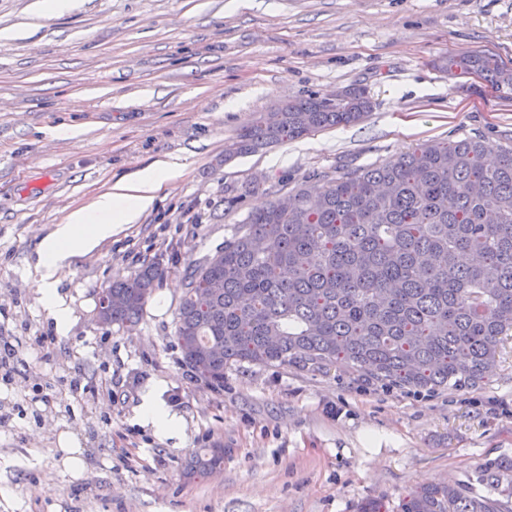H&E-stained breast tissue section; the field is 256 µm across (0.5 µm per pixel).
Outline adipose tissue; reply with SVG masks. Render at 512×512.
Segmentation results:
<instances>
[{"instance_id":"ef3b65f1","label":"adipose tissue","mask_w":512,"mask_h":512,"mask_svg":"<svg viewBox=\"0 0 512 512\" xmlns=\"http://www.w3.org/2000/svg\"><path fill=\"white\" fill-rule=\"evenodd\" d=\"M184 168L173 159H160L139 172L134 181H120L92 203L71 211L62 224L45 235L37 248L39 301L58 330H65L70 311L57 288V272L75 256L89 253L98 241L110 237L125 224L134 222L149 208L157 192L175 180Z\"/></svg>"}]
</instances>
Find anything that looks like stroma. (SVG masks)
<instances>
[{"mask_svg":"<svg viewBox=\"0 0 512 512\" xmlns=\"http://www.w3.org/2000/svg\"><path fill=\"white\" fill-rule=\"evenodd\" d=\"M76 2L48 18L35 0H0V336L21 346L0 379V512H353L368 497L390 508L421 485L473 484L480 465L512 457V338L479 384L432 393L248 363L217 390L173 339L187 263L285 193L246 196L245 184L385 163L431 140L512 146V87L436 66L481 50L512 68V0ZM351 85L374 102L361 121L226 157L260 113ZM169 157L183 175L60 269L71 316L57 333L34 286L38 242ZM146 257L168 273L139 323L98 324L101 289ZM154 384L179 437L140 421ZM65 433L80 444L73 467ZM207 448L223 449L221 469L191 471Z\"/></svg>","mask_w":512,"mask_h":512,"instance_id":"stroma-1","label":"stroma"}]
</instances>
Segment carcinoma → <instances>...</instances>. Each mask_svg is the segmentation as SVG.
<instances>
[{
  "mask_svg": "<svg viewBox=\"0 0 512 512\" xmlns=\"http://www.w3.org/2000/svg\"><path fill=\"white\" fill-rule=\"evenodd\" d=\"M441 66L512 85L494 54L465 51ZM366 89L334 101L289 100L242 126L233 155L355 123L372 111ZM480 137L434 141L398 159L317 174L252 211L212 257L185 269L174 343L207 384L224 388L233 363L328 366L384 386L434 392L474 386L512 336V147ZM165 269L143 261L112 282L106 324L138 322ZM213 448L195 468L213 471ZM479 494L460 483L399 497L393 512H512V458L481 465Z\"/></svg>",
  "mask_w": 512,
  "mask_h": 512,
  "instance_id": "obj_1",
  "label": "carcinoma"
}]
</instances>
